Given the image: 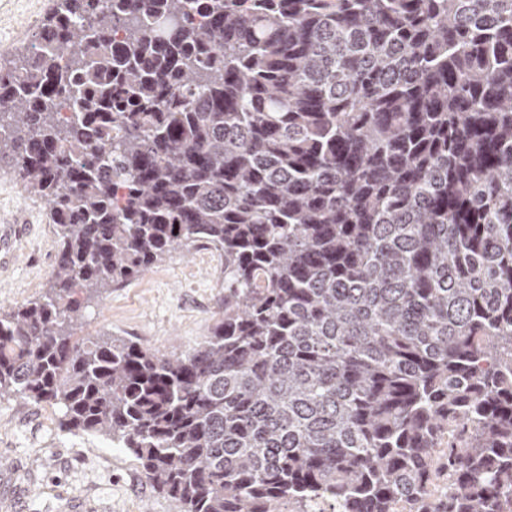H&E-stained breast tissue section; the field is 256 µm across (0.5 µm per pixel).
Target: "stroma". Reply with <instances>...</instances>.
<instances>
[{
  "mask_svg": "<svg viewBox=\"0 0 512 512\" xmlns=\"http://www.w3.org/2000/svg\"><path fill=\"white\" fill-rule=\"evenodd\" d=\"M54 0H0V59L30 42ZM13 223L0 258V310L51 285L57 243L43 200L0 167V219ZM224 310V263L210 248L173 254L139 277L84 299L75 337L124 336L161 353H184ZM0 512H177L145 479L132 454L75 434L58 406L0 399Z\"/></svg>",
  "mask_w": 512,
  "mask_h": 512,
  "instance_id": "stroma-1",
  "label": "stroma"
}]
</instances>
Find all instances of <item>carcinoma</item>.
I'll return each instance as SVG.
<instances>
[{"label":"carcinoma","mask_w":512,"mask_h":512,"mask_svg":"<svg viewBox=\"0 0 512 512\" xmlns=\"http://www.w3.org/2000/svg\"><path fill=\"white\" fill-rule=\"evenodd\" d=\"M6 158L58 252L0 398L179 512H512V0H56L0 65ZM199 244L196 347L68 332Z\"/></svg>","instance_id":"1"}]
</instances>
